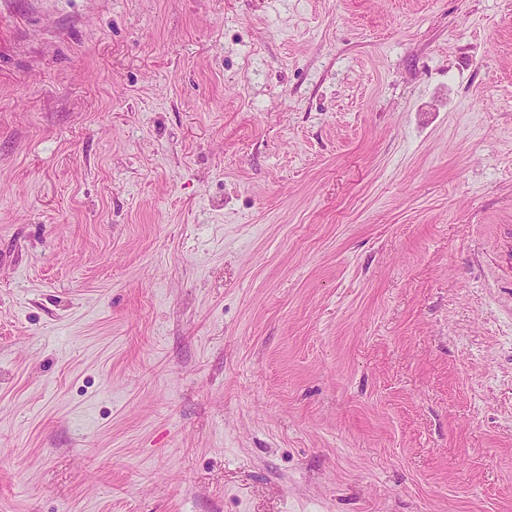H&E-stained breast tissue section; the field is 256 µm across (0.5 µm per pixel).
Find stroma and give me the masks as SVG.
I'll return each instance as SVG.
<instances>
[{"label": "stroma", "mask_w": 512, "mask_h": 512, "mask_svg": "<svg viewBox=\"0 0 512 512\" xmlns=\"http://www.w3.org/2000/svg\"><path fill=\"white\" fill-rule=\"evenodd\" d=\"M512 0H0V512H512Z\"/></svg>", "instance_id": "obj_1"}]
</instances>
